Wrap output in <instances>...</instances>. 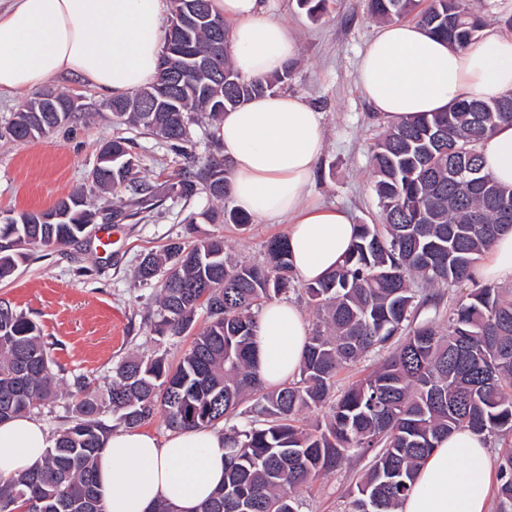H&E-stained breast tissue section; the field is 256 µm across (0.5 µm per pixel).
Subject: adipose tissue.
Segmentation results:
<instances>
[{"label": "adipose tissue", "instance_id": "ef3b65f1", "mask_svg": "<svg viewBox=\"0 0 512 512\" xmlns=\"http://www.w3.org/2000/svg\"><path fill=\"white\" fill-rule=\"evenodd\" d=\"M230 21V50L247 78L281 73L297 41L269 14L266 0H212ZM166 0H9L0 7V95H16L69 75L107 97L128 95L156 79ZM359 86L376 113L398 124L447 110L459 100L512 94V36L489 32L451 47L418 24L381 25L360 57ZM322 112L288 92L269 93L225 112L223 153L233 161L234 206L271 222L287 220L297 278L321 279L342 261L356 233L342 208L307 204L324 149ZM485 169L512 187V124L479 146ZM308 327L298 308L267 304L259 318L256 357L267 385L299 369ZM51 439L25 415L0 423V475L40 461ZM222 432L176 431L160 439L137 428L113 431L99 455L106 512H196L224 480ZM497 476L484 436L460 429L422 464L399 512H490Z\"/></svg>", "mask_w": 512, "mask_h": 512}]
</instances>
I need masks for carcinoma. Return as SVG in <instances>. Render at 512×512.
Returning a JSON list of instances; mask_svg holds the SVG:
<instances>
[{
  "label": "carcinoma",
  "mask_w": 512,
  "mask_h": 512,
  "mask_svg": "<svg viewBox=\"0 0 512 512\" xmlns=\"http://www.w3.org/2000/svg\"><path fill=\"white\" fill-rule=\"evenodd\" d=\"M377 20L410 15L430 34L464 48L483 28L480 0H368ZM229 27L216 36L195 22L183 34L188 72L180 87L153 112L133 101L167 83L159 69L152 85L105 102L119 125L154 135L186 160L170 186L188 206L187 229L201 218L246 227L250 217L227 209L231 161L200 157L191 126L205 119L219 144L222 115L252 98L288 84L280 74L246 79L228 52ZM224 68V95L200 78L193 57ZM70 95L44 91L14 114L8 133L15 141L45 136L71 122L74 112H56ZM503 98H471L446 112L388 127L370 162L380 224L357 225L342 262L322 280L303 284L292 269L286 237L267 243L266 260L233 259L224 240L186 237L146 254L137 276H161L155 294L158 319L150 331L182 337L197 310L209 318L177 363L160 355L127 358L112 370L101 393L82 375L55 371L41 329L10 303L0 301V422L40 412L67 398L68 425L34 467L0 477V512H105L96 467L105 439L117 428H135L155 415L171 430L212 428L240 415L252 398L249 419L224 433L228 462L224 485L200 512H298L296 493L341 467L350 453H374L356 485L349 512H397L418 470L437 444L459 429L479 435L512 433V291L473 288L448 318V333L423 308L437 305L439 290L473 279V270L494 240L512 229V188L483 170L479 145L499 124L512 122ZM134 160L122 170L105 157ZM124 189L112 209L120 224L157 204L153 186L141 176L132 140L118 136L100 148L87 190L58 200L45 211L22 212L0 221V280L12 276L30 247L63 248L79 240L97 212L99 191ZM318 314L296 378L268 387L254 360L259 310L294 289ZM390 353L364 378L336 394V376L375 349ZM110 413L112 424L102 419ZM305 412L322 420L297 425ZM498 494L512 504V448L501 456Z\"/></svg>",
  "instance_id": "cac0c4a2"
}]
</instances>
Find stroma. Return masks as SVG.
<instances>
[{"label": "stroma", "instance_id": "1", "mask_svg": "<svg viewBox=\"0 0 512 512\" xmlns=\"http://www.w3.org/2000/svg\"><path fill=\"white\" fill-rule=\"evenodd\" d=\"M271 4L299 45L288 90L324 115L325 147L311 181L310 199L347 209L355 223H380L370 157L386 124L357 83L359 57L379 24L369 14L366 0H327L324 15L316 20L298 0ZM50 87L81 98L90 109L49 135L19 143L10 140L6 128L20 105L0 98V217L49 209L60 198L87 187L100 146L116 135L132 138L143 175L160 200L142 221L112 225L98 220L89 225L80 243L34 250L9 280L0 282V300L41 327L49 355L65 375H87L103 388L113 367L128 356L164 353L176 359L191 342L187 336L169 339L151 333L148 321L156 316L155 289L134 277L144 255L185 232L186 209L167 192L184 160L161 141L115 124L104 97L77 78L65 76ZM287 229L284 221L254 219L244 230L202 221L194 235L223 237L232 256L259 262L266 242ZM107 230L114 241L102 251L98 238ZM370 460L367 454L354 455L349 464L302 490L299 512H346Z\"/></svg>", "mask_w": 512, "mask_h": 512}]
</instances>
